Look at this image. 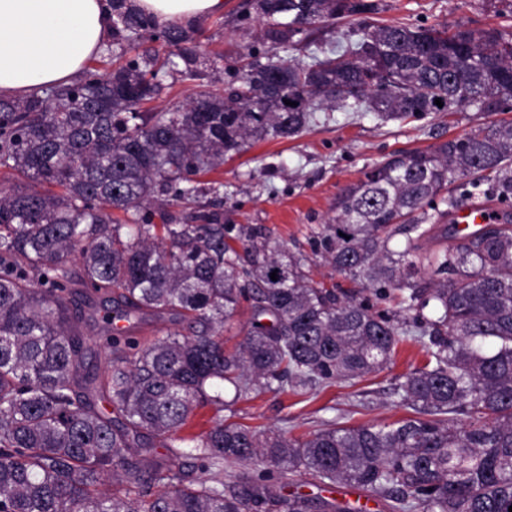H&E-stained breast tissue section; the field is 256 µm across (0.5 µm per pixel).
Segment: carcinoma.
I'll return each instance as SVG.
<instances>
[{
    "label": "carcinoma",
    "mask_w": 512,
    "mask_h": 512,
    "mask_svg": "<svg viewBox=\"0 0 512 512\" xmlns=\"http://www.w3.org/2000/svg\"><path fill=\"white\" fill-rule=\"evenodd\" d=\"M109 8L123 52L146 38L166 50L23 98L0 96V168L14 178L0 185V512L362 510L284 493L286 476L300 472L356 486L391 512H509L512 213L494 214L492 226L457 244L425 250L421 241L448 239V225L428 223L431 210L447 219L463 197L481 206L512 200V120L396 153L337 195L328 263L397 293L392 317L312 286L308 258L256 230L244 232L240 256L224 236L219 188L198 177L252 138L299 135L324 109L386 122L501 112L512 101V38L377 26L324 52L313 28L375 5L244 0L238 22L263 21L264 52L224 86L155 112L147 104L165 78L195 77L223 56H202L192 24L160 25L135 0ZM295 50L311 51L313 62H297ZM154 204L182 213H160L157 226ZM397 234L399 250L390 247ZM423 269L427 283L417 280ZM78 286L100 300L95 348L74 311ZM243 300L252 317L229 348L224 326ZM147 314L182 327L145 343L129 326L114 329ZM407 336L427 355L394 390L410 417L333 425L305 439L222 419L185 433L204 404L222 411L263 391L314 394L382 371ZM95 356L101 374L89 369ZM157 446L168 458H147ZM226 463L246 472L226 482Z\"/></svg>",
    "instance_id": "1"
}]
</instances>
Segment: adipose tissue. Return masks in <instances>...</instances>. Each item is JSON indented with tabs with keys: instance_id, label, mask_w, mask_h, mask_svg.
I'll return each mask as SVG.
<instances>
[{
	"instance_id": "adipose-tissue-1",
	"label": "adipose tissue",
	"mask_w": 512,
	"mask_h": 512,
	"mask_svg": "<svg viewBox=\"0 0 512 512\" xmlns=\"http://www.w3.org/2000/svg\"><path fill=\"white\" fill-rule=\"evenodd\" d=\"M157 22L223 13L224 0H137ZM112 38L105 0H0V95L70 84Z\"/></svg>"
}]
</instances>
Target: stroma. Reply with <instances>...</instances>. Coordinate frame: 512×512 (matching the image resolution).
Instances as JSON below:
<instances>
[{"label": "stroma", "instance_id": "stroma-1", "mask_svg": "<svg viewBox=\"0 0 512 512\" xmlns=\"http://www.w3.org/2000/svg\"><path fill=\"white\" fill-rule=\"evenodd\" d=\"M241 0H224L222 14L199 22L198 42L207 56L223 53L221 79H229L254 41V30L241 29ZM375 22L408 26H452L496 29L512 38V0H378ZM491 115L456 112L447 116L381 123L371 112H319L300 135L284 140H251L246 150L226 159L204 182L221 184L224 222L238 229L257 228L292 252L309 259L305 271L314 286L355 296L372 311L394 314L398 306L374 287L336 272L324 259L321 239L336 216L340 188L358 182L371 166L390 154L465 136L488 125ZM418 343L401 342L392 363L355 383L338 381L318 393L262 392L234 401L221 413L215 406L197 408L190 433L208 430L217 417L259 430L283 431L291 438L307 437L328 422L340 426L380 425L409 417L396 405L393 390L402 377L423 364Z\"/></svg>", "mask_w": 512, "mask_h": 512}]
</instances>
